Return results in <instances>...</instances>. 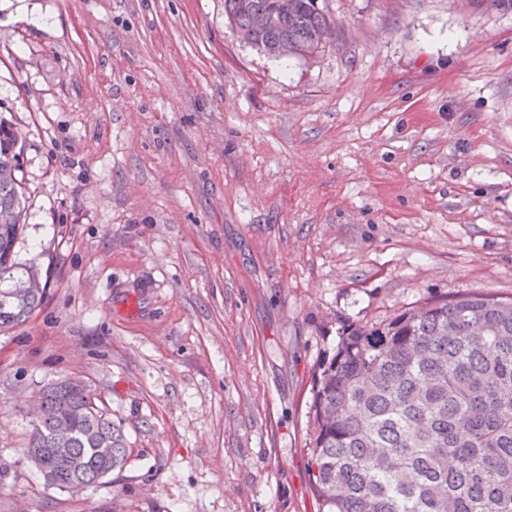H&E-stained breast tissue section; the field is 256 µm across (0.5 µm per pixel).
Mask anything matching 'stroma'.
<instances>
[{"instance_id": "obj_1", "label": "stroma", "mask_w": 512, "mask_h": 512, "mask_svg": "<svg viewBox=\"0 0 512 512\" xmlns=\"http://www.w3.org/2000/svg\"><path fill=\"white\" fill-rule=\"evenodd\" d=\"M326 3L335 41L286 60L224 0H0L15 251L50 285L0 333V512H318L312 377L343 327L512 298V13ZM66 376L132 448L80 493L25 455Z\"/></svg>"}]
</instances>
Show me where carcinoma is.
<instances>
[{
  "instance_id": "carcinoma-1",
  "label": "carcinoma",
  "mask_w": 512,
  "mask_h": 512,
  "mask_svg": "<svg viewBox=\"0 0 512 512\" xmlns=\"http://www.w3.org/2000/svg\"><path fill=\"white\" fill-rule=\"evenodd\" d=\"M224 0L241 40L270 57L318 53L336 36L322 0ZM18 129L0 119V332L41 308L48 282L15 261L25 224ZM26 453L46 485L80 492L126 463L123 425L89 386L40 392ZM308 472L320 512H512V299L435 298L370 326H349L311 387ZM112 444V463L98 456ZM57 448L81 462L76 471Z\"/></svg>"
}]
</instances>
